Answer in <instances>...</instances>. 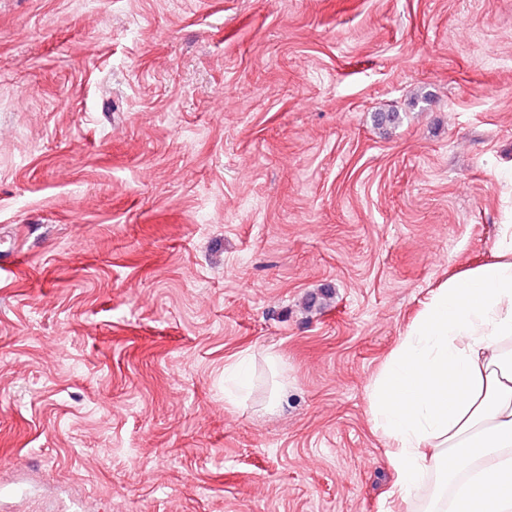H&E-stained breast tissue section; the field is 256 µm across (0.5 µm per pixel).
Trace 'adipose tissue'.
<instances>
[{
  "label": "adipose tissue",
  "instance_id": "1",
  "mask_svg": "<svg viewBox=\"0 0 512 512\" xmlns=\"http://www.w3.org/2000/svg\"><path fill=\"white\" fill-rule=\"evenodd\" d=\"M498 261L430 291L369 385L413 512H512V225Z\"/></svg>",
  "mask_w": 512,
  "mask_h": 512
}]
</instances>
